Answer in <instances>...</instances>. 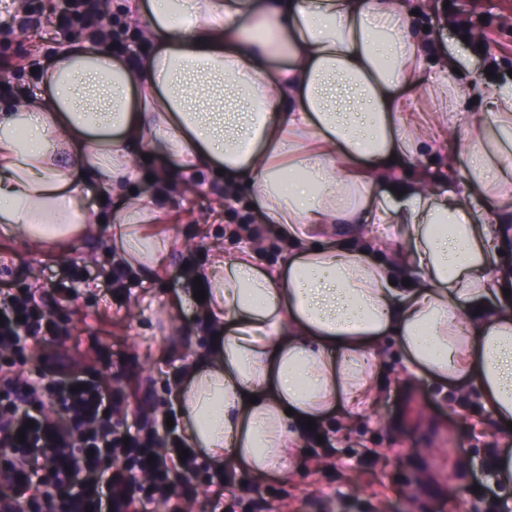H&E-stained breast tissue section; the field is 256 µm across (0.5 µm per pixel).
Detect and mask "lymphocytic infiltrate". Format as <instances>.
Returning <instances> with one entry per match:
<instances>
[{"mask_svg":"<svg viewBox=\"0 0 512 512\" xmlns=\"http://www.w3.org/2000/svg\"><path fill=\"white\" fill-rule=\"evenodd\" d=\"M59 22L92 36L121 38L103 28L92 0H63ZM57 325L28 290L0 289V501L10 512H149L167 496L171 476L194 473L178 427L143 421L121 426L124 402L78 372L25 376L27 344Z\"/></svg>","mask_w":512,"mask_h":512,"instance_id":"lymphocytic-infiltrate-1","label":"lymphocytic infiltrate"}]
</instances>
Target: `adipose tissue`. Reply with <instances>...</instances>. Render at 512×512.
Returning <instances> with one entry per match:
<instances>
[{
  "mask_svg": "<svg viewBox=\"0 0 512 512\" xmlns=\"http://www.w3.org/2000/svg\"><path fill=\"white\" fill-rule=\"evenodd\" d=\"M144 49L77 38L41 92L0 105V238L64 253L114 217V259L150 275L175 249L133 192L222 174L285 241L282 259L214 251L206 349L173 398L199 455L288 471L305 419L369 408L384 345L408 373L463 387L512 428V82L480 85L404 0H120ZM435 61L426 73L425 60ZM464 131L461 148L448 139ZM441 158L438 190L424 166ZM403 234L389 247L383 230Z\"/></svg>",
  "mask_w": 512,
  "mask_h": 512,
  "instance_id": "obj_1",
  "label": "adipose tissue"
}]
</instances>
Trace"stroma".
Segmentation results:
<instances>
[{
	"label": "stroma",
	"instance_id": "stroma-1",
	"mask_svg": "<svg viewBox=\"0 0 512 512\" xmlns=\"http://www.w3.org/2000/svg\"><path fill=\"white\" fill-rule=\"evenodd\" d=\"M10 9L14 32L0 36V101L33 96L40 87L33 70L67 40L57 28L48 0H0ZM471 18L481 44H469V78L504 80L512 74V0H447L434 11L414 17L417 28L442 43L459 18ZM224 187L218 178L203 180L189 194L176 190L158 197L164 216L147 225L149 235L170 238L177 247L171 261L145 277L131 271L126 289L109 293L82 286L69 301H59L58 275L77 267L100 269L110 251L108 212L96 237L72 241L63 255L39 252L22 240L0 243V288L37 289L59 324L58 336L31 346L25 373L52 366L85 365L108 388L122 387L128 416L162 420L173 411L171 379L205 346L188 265L205 268L211 254L232 255L245 247L237 231L259 224L258 209L247 197L217 211ZM178 305L181 330L164 323L167 306ZM370 408L345 421L333 415L321 424L325 444L302 446L288 473L255 481L235 477L241 504L237 512H487L490 502L512 500V489L479 493L474 485L496 453L506 450L488 412L476 397L440 395L425 378H410L393 347H386ZM214 462L177 486L184 512H212L214 493L207 485ZM458 498L449 501V485Z\"/></svg>",
	"mask_w": 512,
	"mask_h": 512
}]
</instances>
